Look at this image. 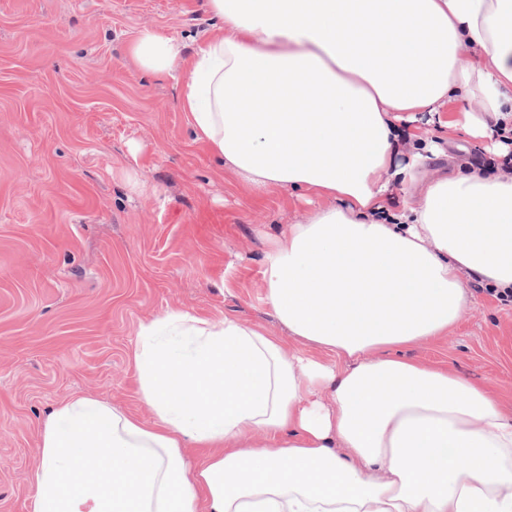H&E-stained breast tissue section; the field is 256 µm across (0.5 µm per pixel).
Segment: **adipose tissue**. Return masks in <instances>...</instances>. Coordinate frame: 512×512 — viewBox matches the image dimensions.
<instances>
[{
	"label": "adipose tissue",
	"instance_id": "1",
	"mask_svg": "<svg viewBox=\"0 0 512 512\" xmlns=\"http://www.w3.org/2000/svg\"><path fill=\"white\" fill-rule=\"evenodd\" d=\"M207 8L218 25L192 55L153 28L132 55L178 82L194 142L255 197L319 200L263 261L265 302L301 347L232 316L143 325L153 422L59 405L34 512H512L500 395L401 354L447 335L469 282L512 289V0ZM461 100L476 109L447 116ZM434 124L492 144L488 168L427 175Z\"/></svg>",
	"mask_w": 512,
	"mask_h": 512
}]
</instances>
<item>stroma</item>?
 <instances>
[{
	"mask_svg": "<svg viewBox=\"0 0 512 512\" xmlns=\"http://www.w3.org/2000/svg\"><path fill=\"white\" fill-rule=\"evenodd\" d=\"M145 27L190 51L212 23L204 0H0V512H32L40 430L61 402L152 420L142 325L182 310L285 334L263 259L312 206L278 189L253 200L194 143L176 81H144L131 57ZM428 136L448 146L427 174L489 157L454 131ZM403 355L502 391L512 418V307L483 290Z\"/></svg>",
	"mask_w": 512,
	"mask_h": 512,
	"instance_id": "stroma-1",
	"label": "stroma"
}]
</instances>
